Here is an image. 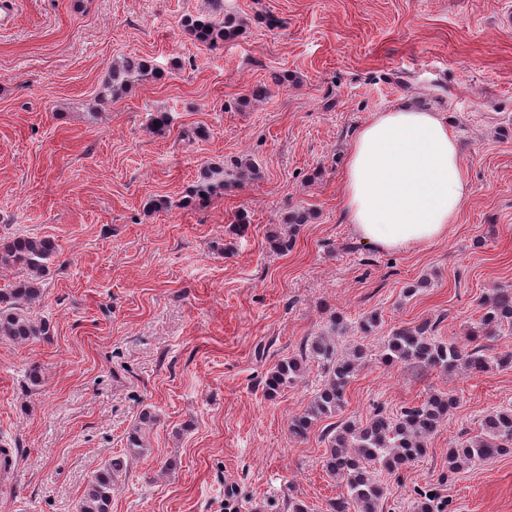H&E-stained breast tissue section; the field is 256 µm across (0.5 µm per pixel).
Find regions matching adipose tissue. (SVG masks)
<instances>
[{
    "label": "adipose tissue",
    "instance_id": "adipose-tissue-1",
    "mask_svg": "<svg viewBox=\"0 0 512 512\" xmlns=\"http://www.w3.org/2000/svg\"><path fill=\"white\" fill-rule=\"evenodd\" d=\"M468 192L447 119L404 103L359 128L345 161L341 198L362 242L395 251L444 238Z\"/></svg>",
    "mask_w": 512,
    "mask_h": 512
}]
</instances>
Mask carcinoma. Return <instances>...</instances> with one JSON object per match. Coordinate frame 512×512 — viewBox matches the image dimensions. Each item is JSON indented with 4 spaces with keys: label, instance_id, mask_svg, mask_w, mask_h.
I'll use <instances>...</instances> for the list:
<instances>
[{
    "label": "carcinoma",
    "instance_id": "1",
    "mask_svg": "<svg viewBox=\"0 0 512 512\" xmlns=\"http://www.w3.org/2000/svg\"><path fill=\"white\" fill-rule=\"evenodd\" d=\"M211 13L184 20L186 33L208 49H216L239 38L243 24L239 17L224 11L223 0H210ZM156 68L139 58H125L112 65L113 93L124 91L133 79L154 77ZM256 174L254 166L237 162L231 167L211 166L204 170L200 182L190 191V198L204 204L218 189L235 180ZM308 215L296 210L288 215L290 232L269 239L274 252H288L294 245L299 226ZM58 252L55 240L20 234L0 244V266L18 268L22 276L0 287V340L14 343L35 342L50 335L45 321H36L27 307L42 301L43 278L48 263ZM437 325L429 321L402 327L387 336L380 358L387 364L413 363L442 372L461 370L480 373L491 365H512V353L489 358L486 342L503 331L512 332V289L496 288L483 302V315L478 327L457 344L443 342L435 336ZM348 325L339 315L331 317L326 331L306 339L298 351L280 359L266 374L265 393L274 396L295 384L314 363L321 367L323 382L317 387L310 405L292 418L291 435L303 440L318 421L330 417L343 407L346 389L355 376L363 352L356 347L341 350ZM457 399L445 392L430 393L420 403L403 406L395 412L377 408L364 423L346 421L323 431L325 452L322 468L326 474L344 485L345 496L329 503L330 512H381L386 495L379 475L395 474L411 466L424 452L428 439L437 432ZM151 411L140 412L138 423L127 435L125 453L100 466L87 484L77 512H111L112 496L125 468V459L139 457L147 450L145 427L154 424ZM512 452V405L485 415L481 434L456 441L448 448V477L474 463ZM415 512H445L444 501L434 489L417 492Z\"/></svg>",
    "mask_w": 512,
    "mask_h": 512
}]
</instances>
